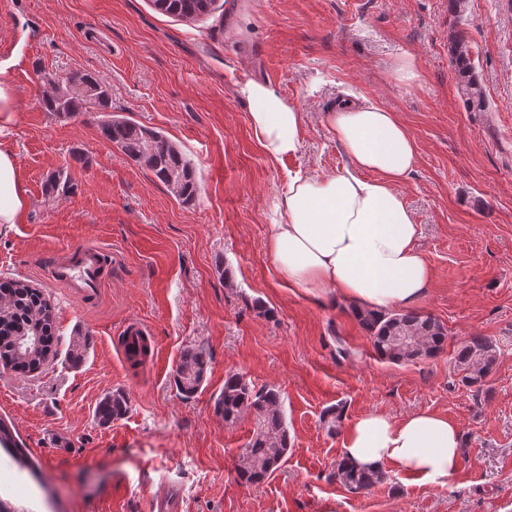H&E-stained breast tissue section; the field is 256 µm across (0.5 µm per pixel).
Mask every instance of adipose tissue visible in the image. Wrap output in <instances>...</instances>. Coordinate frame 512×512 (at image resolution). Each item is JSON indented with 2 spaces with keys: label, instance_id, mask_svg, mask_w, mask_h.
Here are the masks:
<instances>
[{
  "label": "adipose tissue",
  "instance_id": "1",
  "mask_svg": "<svg viewBox=\"0 0 512 512\" xmlns=\"http://www.w3.org/2000/svg\"><path fill=\"white\" fill-rule=\"evenodd\" d=\"M262 152L280 161L301 147L302 114L269 84L239 88ZM349 164L314 178L294 172L269 226L276 278L376 311L410 307L426 295L430 267L416 246L419 227L398 186L412 169L415 145L394 113L364 95L328 114ZM27 197L11 148L0 141V225L20 223ZM462 437L448 416L422 410L395 418L371 411L343 430L342 454L359 469L391 465L420 485H445L461 461Z\"/></svg>",
  "mask_w": 512,
  "mask_h": 512
}]
</instances>
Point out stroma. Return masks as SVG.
I'll return each instance as SVG.
<instances>
[{"mask_svg":"<svg viewBox=\"0 0 512 512\" xmlns=\"http://www.w3.org/2000/svg\"><path fill=\"white\" fill-rule=\"evenodd\" d=\"M470 46L488 108L467 111L448 33ZM413 57L418 83L392 78ZM0 62L15 90L10 142L28 208L0 226V279L40 288L55 313L59 353L39 371L0 365V419L35 471L0 450V499L17 512H512V0H217L197 19L151 0H0ZM94 74L112 108L159 129L193 163L195 201L182 203L105 140L101 113L60 118L41 106L46 73ZM269 83L304 114L301 150L279 162L260 149L238 88ZM395 112L415 161L399 186L432 272L421 313L448 332L434 357L381 358L349 302L280 283L268 224L289 172L320 177L348 164L327 124L344 92ZM66 171L75 194L51 198ZM85 244L112 254L100 297L83 301L49 271ZM139 324L146 366L121 337ZM88 334L79 364L65 352ZM489 337L498 360L486 394L453 373L469 336ZM203 347L199 392L179 395L181 353ZM229 373L279 390L291 446L266 481L237 476L252 415L224 422L214 399ZM121 391L130 410L101 425L93 411ZM343 423L370 411L431 409L462 433V465L447 485H418L396 468L352 493L332 477ZM129 339H132L129 342ZM122 345L125 349V356L132 368L143 366L151 356V345L149 339L144 336H125L122 337Z\"/></svg>","mask_w":512,"mask_h":512,"instance_id":"obj_1","label":"stroma"}]
</instances>
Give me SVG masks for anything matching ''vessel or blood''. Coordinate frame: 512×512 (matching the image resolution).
<instances>
[{
    "instance_id": "vessel-or-blood-1",
    "label": "vessel or blood",
    "mask_w": 512,
    "mask_h": 512,
    "mask_svg": "<svg viewBox=\"0 0 512 512\" xmlns=\"http://www.w3.org/2000/svg\"><path fill=\"white\" fill-rule=\"evenodd\" d=\"M108 264L102 248L84 245L69 252L68 256L55 263L50 276L56 283L69 288L82 298L94 299L104 285Z\"/></svg>"
}]
</instances>
